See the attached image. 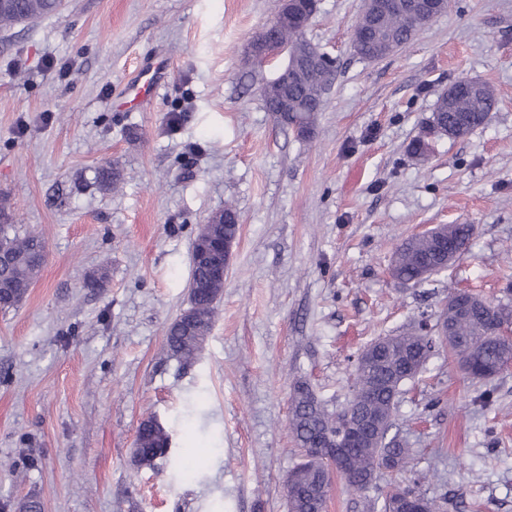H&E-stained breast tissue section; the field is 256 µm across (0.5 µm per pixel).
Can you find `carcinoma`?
I'll return each instance as SVG.
<instances>
[{
	"mask_svg": "<svg viewBox=\"0 0 512 512\" xmlns=\"http://www.w3.org/2000/svg\"><path fill=\"white\" fill-rule=\"evenodd\" d=\"M58 12L56 0H17L11 11L0 12V29L32 21ZM431 19L421 15L394 12L376 25L367 23L360 16L355 26L361 33L353 43L354 51L363 59L378 54L377 46L386 42L395 46L408 43L415 34L428 25ZM266 38L288 41L303 53L308 46L304 32L291 27L272 28ZM324 86L314 73L304 74L288 89V100L296 105V111L288 113V119L304 128L313 123L311 110L322 103ZM498 100L491 87L484 83L467 86L446 96H439L432 119L448 127V135L464 138L485 125ZM239 231V215L227 206L216 224H204L193 244L192 275L189 282L190 307L181 320L173 322L166 330V345L177 359L190 362L197 356L207 337V332L224 293V279L213 274L211 268L199 256V248L205 244L214 246L224 242V236H235ZM477 231L474 224H440L427 233L408 237L397 245L390 267L392 278L401 283L422 284L441 270L437 258L440 242L446 241L464 253ZM0 241L6 244L7 260L0 263V310L13 308L38 276L41 264L38 259L47 251L45 239L33 232L10 235L5 225H0ZM468 307L456 302L455 293L446 298L438 319L447 321L448 341L435 340L427 334L403 333L377 339L381 350L376 355L358 357L350 393L343 406L334 413L328 412L307 383L298 382L291 393L289 430L300 450L312 448L318 438L336 430L342 417L369 416L379 421L378 436L359 448L350 449V473L341 476L354 492H364L372 485L376 466L406 472L410 468L412 451L407 448L396 427L397 406L403 386L414 380L423 370L427 358L436 346L448 347L451 355L470 379L489 382L512 366V344L499 340L498 327L503 320L512 321V302L493 301L469 290L464 291ZM137 444L141 448L140 466H150L166 455L169 437L153 419L140 423ZM296 485L286 490L288 512H322L331 486L329 461L308 459L302 454L301 461L293 468ZM417 493L408 486L395 485V492L385 497L383 512H397V503Z\"/></svg>",
	"mask_w": 512,
	"mask_h": 512,
	"instance_id": "cac0c4a2",
	"label": "carcinoma"
}]
</instances>
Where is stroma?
Returning <instances> with one entry per match:
<instances>
[{
  "label": "stroma",
  "mask_w": 512,
  "mask_h": 512,
  "mask_svg": "<svg viewBox=\"0 0 512 512\" xmlns=\"http://www.w3.org/2000/svg\"><path fill=\"white\" fill-rule=\"evenodd\" d=\"M279 0H65L0 31V200L11 229L42 233L48 258L0 311V512H288L299 450L290 394L308 383L328 411L349 395L361 350L439 314L448 293L504 296L512 274V0H451L393 55L351 49L364 0H320L305 37L336 75L308 136L266 111L269 68L247 43ZM167 64L141 105L125 89ZM461 78L498 99L467 137L428 135ZM182 120L170 128V113ZM119 170L118 190L99 171ZM233 204L239 235L224 294L191 363L168 325L190 306L193 242ZM477 233L447 271L414 286L389 267L402 238L437 224ZM106 270L105 288L84 282ZM167 457L132 463L142 420ZM397 427L414 489L446 512H512V369L471 381L437 347L404 387ZM332 479L326 512H366Z\"/></svg>",
  "instance_id": "35a3bbf8"
}]
</instances>
